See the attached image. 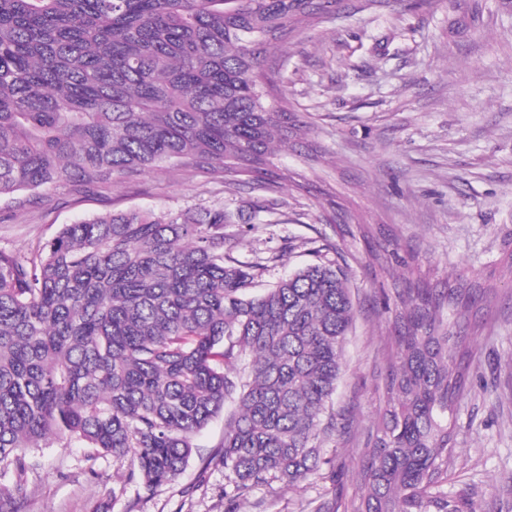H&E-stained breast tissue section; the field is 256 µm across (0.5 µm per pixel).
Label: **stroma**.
I'll return each instance as SVG.
<instances>
[{"instance_id": "1", "label": "stroma", "mask_w": 512, "mask_h": 512, "mask_svg": "<svg viewBox=\"0 0 512 512\" xmlns=\"http://www.w3.org/2000/svg\"><path fill=\"white\" fill-rule=\"evenodd\" d=\"M275 94L304 121L273 159L270 192L163 164L94 192L61 185L0 200V248L27 254L66 224L106 212L224 208L239 258L270 263L256 291L323 248L347 271L355 317L321 452L336 480L251 490L237 512H354L361 450L385 407L397 290L469 289L468 380L450 417L445 486L473 512H512V0H338L274 54ZM224 439L215 418L176 481L122 485L129 458L62 440L32 449L25 512H225L224 471L204 460ZM124 493L113 496L112 490Z\"/></svg>"}]
</instances>
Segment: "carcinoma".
<instances>
[{
    "instance_id": "1",
    "label": "carcinoma",
    "mask_w": 512,
    "mask_h": 512,
    "mask_svg": "<svg viewBox=\"0 0 512 512\" xmlns=\"http://www.w3.org/2000/svg\"><path fill=\"white\" fill-rule=\"evenodd\" d=\"M336 0H0V198L104 188L167 163L277 186L272 158L301 121L267 101L270 46ZM222 209L127 210L65 224L28 255L0 249V512H23L27 450L49 439L131 456L128 482L175 481L195 435L233 404L210 460L224 500L325 472L319 439L355 309L322 250L261 294L266 270L224 249ZM387 405L356 512H463L444 488L448 414L468 368L435 311L464 288L398 296Z\"/></svg>"
}]
</instances>
